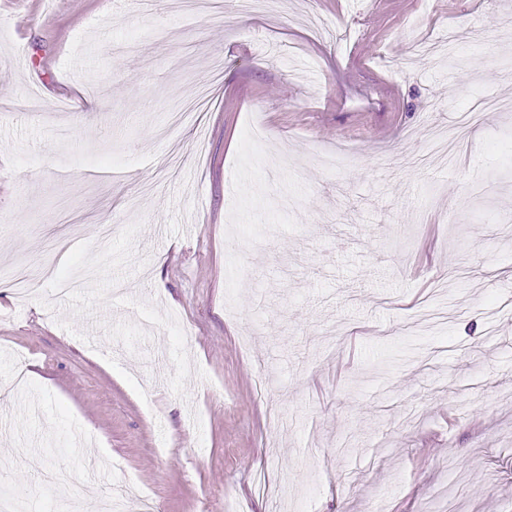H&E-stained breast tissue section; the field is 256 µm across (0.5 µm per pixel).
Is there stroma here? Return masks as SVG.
I'll return each mask as SVG.
<instances>
[{
  "instance_id": "1",
  "label": "stroma",
  "mask_w": 512,
  "mask_h": 512,
  "mask_svg": "<svg viewBox=\"0 0 512 512\" xmlns=\"http://www.w3.org/2000/svg\"><path fill=\"white\" fill-rule=\"evenodd\" d=\"M509 227L512 0H0V495L512 512Z\"/></svg>"
}]
</instances>
